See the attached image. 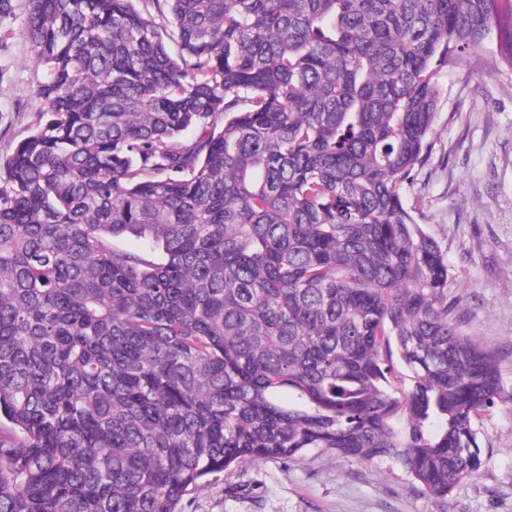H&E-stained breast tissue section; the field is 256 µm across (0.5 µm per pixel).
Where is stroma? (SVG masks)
Returning a JSON list of instances; mask_svg holds the SVG:
<instances>
[{
    "label": "stroma",
    "instance_id": "1",
    "mask_svg": "<svg viewBox=\"0 0 512 512\" xmlns=\"http://www.w3.org/2000/svg\"><path fill=\"white\" fill-rule=\"evenodd\" d=\"M25 7L0 27V156L34 127L36 94L49 70L25 33ZM428 160L401 191L422 229L448 255V296L460 326L498 355L512 393V66L495 41L479 58L443 74ZM484 464L452 495L416 489L393 460L363 463L319 448L298 460H265L212 475L187 495L184 512H512V403L476 419Z\"/></svg>",
    "mask_w": 512,
    "mask_h": 512
}]
</instances>
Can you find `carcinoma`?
<instances>
[{
  "label": "carcinoma",
  "instance_id": "cac0c4a2",
  "mask_svg": "<svg viewBox=\"0 0 512 512\" xmlns=\"http://www.w3.org/2000/svg\"><path fill=\"white\" fill-rule=\"evenodd\" d=\"M25 7L49 76L0 157V512H181L310 448L441 498L479 471L512 394L400 188L440 75L493 34L512 64V0Z\"/></svg>",
  "mask_w": 512,
  "mask_h": 512
}]
</instances>
